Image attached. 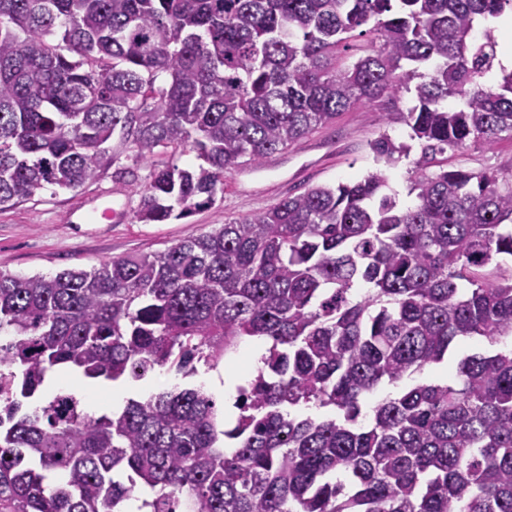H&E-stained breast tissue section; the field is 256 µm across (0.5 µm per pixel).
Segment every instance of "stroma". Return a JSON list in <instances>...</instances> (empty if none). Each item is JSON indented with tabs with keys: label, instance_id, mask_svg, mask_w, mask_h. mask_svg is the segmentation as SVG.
Returning a JSON list of instances; mask_svg holds the SVG:
<instances>
[{
	"label": "stroma",
	"instance_id": "1",
	"mask_svg": "<svg viewBox=\"0 0 512 512\" xmlns=\"http://www.w3.org/2000/svg\"><path fill=\"white\" fill-rule=\"evenodd\" d=\"M377 105H362L344 112L336 123L315 129L306 138L279 153L275 165L240 166L224 180V197L210 208L165 224L132 222L138 203L128 182L131 175L146 177L149 166L123 152L95 182L74 190H47L41 196L0 210V271L19 276H52L69 268L85 270L129 253L161 251L181 240L268 208L282 199L315 186L351 183L376 171L383 172L387 190L399 206L414 203L410 192L411 159L380 168L371 151L381 135L395 141L407 138L405 126L387 124ZM443 165L480 171L512 172V135L501 134L490 145H475L441 155ZM112 207L111 221L98 211ZM205 374L184 379L165 368L123 386L125 397L149 394L187 384L202 385Z\"/></svg>",
	"mask_w": 512,
	"mask_h": 512
}]
</instances>
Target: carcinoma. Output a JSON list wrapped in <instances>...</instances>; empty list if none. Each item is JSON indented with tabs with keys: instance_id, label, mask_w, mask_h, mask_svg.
Segmentation results:
<instances>
[{
	"instance_id": "obj_1",
	"label": "carcinoma",
	"mask_w": 512,
	"mask_h": 512,
	"mask_svg": "<svg viewBox=\"0 0 512 512\" xmlns=\"http://www.w3.org/2000/svg\"><path fill=\"white\" fill-rule=\"evenodd\" d=\"M512 0H0V210L151 165L132 221L224 197V178L382 101L409 128L416 202L386 177L317 186L89 271H0V512H512V179L435 166L512 132L490 19ZM370 38L337 62L355 35ZM392 166L412 146L371 144ZM270 343L236 423L194 387L88 415L56 367L187 378ZM462 339L488 347L416 380ZM414 384L378 401L383 383ZM302 408L328 409L322 416Z\"/></svg>"
}]
</instances>
